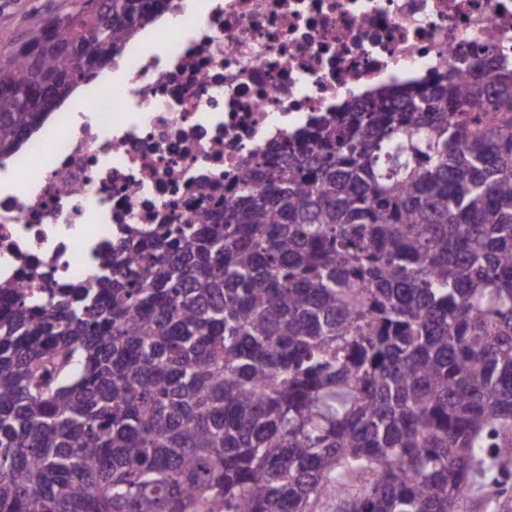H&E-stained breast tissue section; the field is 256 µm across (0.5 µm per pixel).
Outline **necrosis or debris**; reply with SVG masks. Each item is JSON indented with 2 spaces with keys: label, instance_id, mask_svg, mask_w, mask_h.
Returning a JSON list of instances; mask_svg holds the SVG:
<instances>
[{
  "label": "necrosis or debris",
  "instance_id": "1",
  "mask_svg": "<svg viewBox=\"0 0 512 512\" xmlns=\"http://www.w3.org/2000/svg\"><path fill=\"white\" fill-rule=\"evenodd\" d=\"M168 0L0 158V296L91 285L127 228L180 224L231 196L270 141L344 101L472 54L512 60V0Z\"/></svg>",
  "mask_w": 512,
  "mask_h": 512
}]
</instances>
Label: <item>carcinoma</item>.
<instances>
[{
  "label": "carcinoma",
  "instance_id": "carcinoma-1",
  "mask_svg": "<svg viewBox=\"0 0 512 512\" xmlns=\"http://www.w3.org/2000/svg\"><path fill=\"white\" fill-rule=\"evenodd\" d=\"M163 8L33 17L0 156ZM488 65L348 102L90 287L0 304V512H468L511 476L512 62Z\"/></svg>",
  "mask_w": 512,
  "mask_h": 512
}]
</instances>
